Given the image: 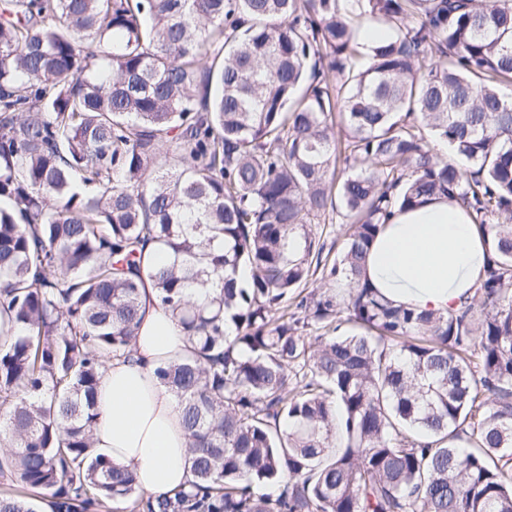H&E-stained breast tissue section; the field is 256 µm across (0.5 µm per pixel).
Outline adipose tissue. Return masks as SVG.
Returning <instances> with one entry per match:
<instances>
[{"mask_svg": "<svg viewBox=\"0 0 512 512\" xmlns=\"http://www.w3.org/2000/svg\"><path fill=\"white\" fill-rule=\"evenodd\" d=\"M490 245L473 211L447 197L395 210L368 251L363 282L393 306L446 314L470 302ZM141 322L129 358L102 372L93 448L132 471L141 490L164 492L191 478L189 440L176 399L156 370L187 352L188 341L155 288L141 294Z\"/></svg>", "mask_w": 512, "mask_h": 512, "instance_id": "obj_1", "label": "adipose tissue"}]
</instances>
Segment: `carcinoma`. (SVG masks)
<instances>
[{
    "label": "carcinoma",
    "instance_id": "cac0c4a2",
    "mask_svg": "<svg viewBox=\"0 0 512 512\" xmlns=\"http://www.w3.org/2000/svg\"><path fill=\"white\" fill-rule=\"evenodd\" d=\"M340 2L0 4V512H512V0H351L360 62ZM436 195L491 242L475 302L394 308L367 251ZM148 282L189 342L159 493L91 441ZM331 218H333V219L331 220ZM324 222H325V224H323ZM342 222H345V220L341 216H336V214H333V215L330 214L329 217L328 216L326 217V221L320 220V224H318L315 227V230L318 232L319 235L321 232H323L322 236L326 238L328 247L331 244V242H333V241L336 242L335 246H334V250L332 252V255H334V253L339 251L342 247V243H343V239H344L342 231H340V224Z\"/></svg>",
    "mask_w": 512,
    "mask_h": 512
}]
</instances>
